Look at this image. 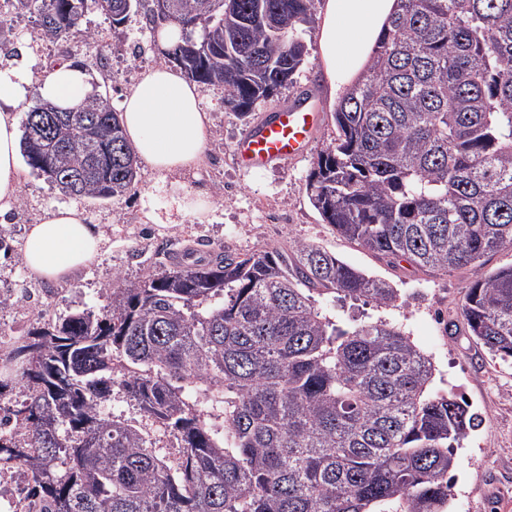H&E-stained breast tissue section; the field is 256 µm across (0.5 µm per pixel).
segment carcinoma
I'll list each match as a JSON object with an SVG mask.
<instances>
[{
  "label": "carcinoma",
  "instance_id": "carcinoma-1",
  "mask_svg": "<svg viewBox=\"0 0 512 512\" xmlns=\"http://www.w3.org/2000/svg\"><path fill=\"white\" fill-rule=\"evenodd\" d=\"M52 42L93 3L116 27L145 0H5ZM316 0H171L144 12L178 39L168 62L246 116L295 84ZM51 111L47 131L33 117ZM308 198L324 223L389 264L475 267L512 248V0H399L365 72L332 113ZM26 164L67 198L141 179L109 97L26 112ZM113 279L112 307L29 328L8 357L26 398L0 415V468L26 469V512H443L457 445L479 416L432 388L398 326L344 324L316 297L393 307L397 290L312 244ZM462 315L512 358V266L482 274ZM173 434L172 465L106 412L114 387Z\"/></svg>",
  "mask_w": 512,
  "mask_h": 512
}]
</instances>
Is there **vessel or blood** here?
Segmentation results:
<instances>
[{
  "label": "vessel or blood",
  "mask_w": 512,
  "mask_h": 512,
  "mask_svg": "<svg viewBox=\"0 0 512 512\" xmlns=\"http://www.w3.org/2000/svg\"><path fill=\"white\" fill-rule=\"evenodd\" d=\"M318 114L313 100L285 107L272 118L251 129L233 148L240 164L250 171L304 155L309 146V134Z\"/></svg>",
  "instance_id": "obj_1"
}]
</instances>
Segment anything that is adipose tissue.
<instances>
[{
    "label": "adipose tissue",
    "instance_id": "adipose-tissue-1",
    "mask_svg": "<svg viewBox=\"0 0 512 512\" xmlns=\"http://www.w3.org/2000/svg\"><path fill=\"white\" fill-rule=\"evenodd\" d=\"M397 0H324L319 12V60L331 93H346L366 66ZM92 92L88 74L69 62L34 78L26 61L0 68V216L19 195V131L15 112L32 95L62 107L82 102ZM200 86L166 66L147 70L122 101V123L136 156L160 176L193 170L209 140ZM210 204L199 195L172 192L164 209L152 196L142 200L144 222L165 226L203 221ZM102 239L88 216L72 206L47 209L28 225L20 244L28 272L65 283L74 272L96 262Z\"/></svg>",
    "mask_w": 512,
    "mask_h": 512
}]
</instances>
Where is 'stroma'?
Here are the masks:
<instances>
[{
  "instance_id": "35a3bbf8",
  "label": "stroma",
  "mask_w": 512,
  "mask_h": 512,
  "mask_svg": "<svg viewBox=\"0 0 512 512\" xmlns=\"http://www.w3.org/2000/svg\"><path fill=\"white\" fill-rule=\"evenodd\" d=\"M83 26L100 34V50L88 49L79 39L63 44L49 42L31 14L14 10L0 17V46L29 47L31 69L37 79L59 62L81 63L94 89L116 105L142 72L166 62L161 48L154 45L145 55L135 53L137 43L149 39L143 13L130 14L115 28L92 7ZM308 44L309 63L298 73L295 86L259 103L250 116L225 109L222 87L203 86L211 138L204 160L180 181L209 198V222L188 220L166 227L144 223L143 194L152 192L155 205L161 208L172 186L156 173L143 170L142 182L123 196L78 201V208L86 211L104 235L97 261L77 271L66 283L42 281L18 261L14 249L28 225L36 223L47 208L64 204L65 199L44 177L22 167L12 219L0 224V234L12 246L11 253L0 251V292L11 295L9 305L0 307V357L18 345L23 329L37 319H56L77 310L102 313L111 303L113 278L138 281L160 273L168 265L169 251L191 247L204 253L221 248L252 254L271 247L286 249L298 242L314 244L397 288L396 307L361 303L355 307L356 315L365 321L385 319L402 325L434 363V390L462 394L469 399L472 412L479 415V425L456 451L452 512H512V361L492 355L477 343L460 315L465 294L478 272L511 266L512 249L486 255L478 270L466 267L424 272L405 262L389 265L324 224L308 200L306 186L319 153L335 137L336 127L316 37H309ZM304 89L315 90L320 114L306 155L264 170H243L233 155L234 143Z\"/></svg>"
}]
</instances>
